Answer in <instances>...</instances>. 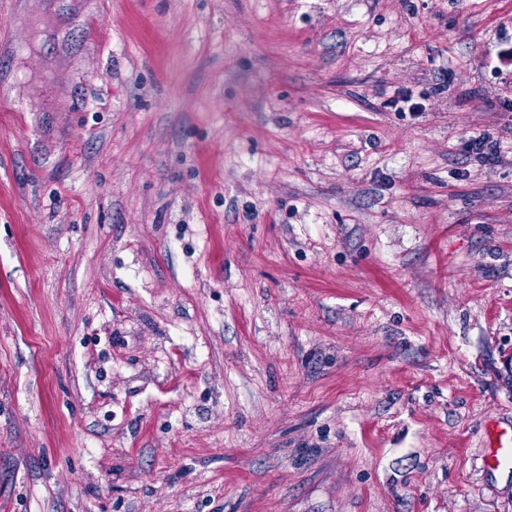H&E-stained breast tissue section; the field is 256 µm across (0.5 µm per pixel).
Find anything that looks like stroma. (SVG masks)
Returning <instances> with one entry per match:
<instances>
[{
	"mask_svg": "<svg viewBox=\"0 0 512 512\" xmlns=\"http://www.w3.org/2000/svg\"><path fill=\"white\" fill-rule=\"evenodd\" d=\"M0 8V512H512V0ZM497 41L494 45V54H491L490 73L494 78L504 79V76L511 75L512 69V38L506 28L501 27L497 33ZM420 100L425 101V99L415 98L408 88H398L390 104L398 112H423L426 110V105ZM510 435L501 429L489 438L484 448L483 465L489 472L512 473V429Z\"/></svg>",
	"mask_w": 512,
	"mask_h": 512,
	"instance_id": "35a3bbf8",
	"label": "stroma"
}]
</instances>
